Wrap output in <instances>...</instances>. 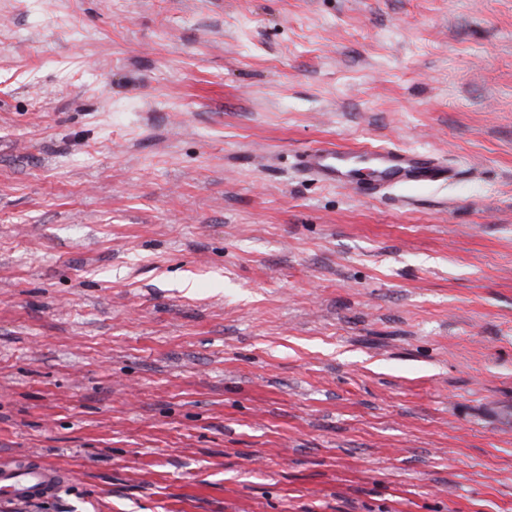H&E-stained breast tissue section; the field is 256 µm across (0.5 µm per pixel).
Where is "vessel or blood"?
I'll use <instances>...</instances> for the list:
<instances>
[{
  "mask_svg": "<svg viewBox=\"0 0 512 512\" xmlns=\"http://www.w3.org/2000/svg\"><path fill=\"white\" fill-rule=\"evenodd\" d=\"M305 168L330 185L348 184L358 167L371 169L375 183L364 186V194L376 195L390 180L403 183H436L455 179L457 172L440 158L390 146H366L337 149L318 144L303 152ZM66 474L59 468L40 464L34 459L0 458V498L25 502L55 491Z\"/></svg>",
  "mask_w": 512,
  "mask_h": 512,
  "instance_id": "vessel-or-blood-1",
  "label": "vessel or blood"
}]
</instances>
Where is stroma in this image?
Here are the masks:
<instances>
[{"instance_id":"obj_1","label":"stroma","mask_w":512,"mask_h":512,"mask_svg":"<svg viewBox=\"0 0 512 512\" xmlns=\"http://www.w3.org/2000/svg\"><path fill=\"white\" fill-rule=\"evenodd\" d=\"M0 456L67 474L0 512H512V0H0ZM302 157L305 168L330 185L352 182L359 169L352 167L350 161L371 169L377 181L359 188L370 196L376 195L392 179L403 183H436L453 180L458 175L454 168L434 155L390 146L336 149L317 144L306 148Z\"/></svg>"}]
</instances>
